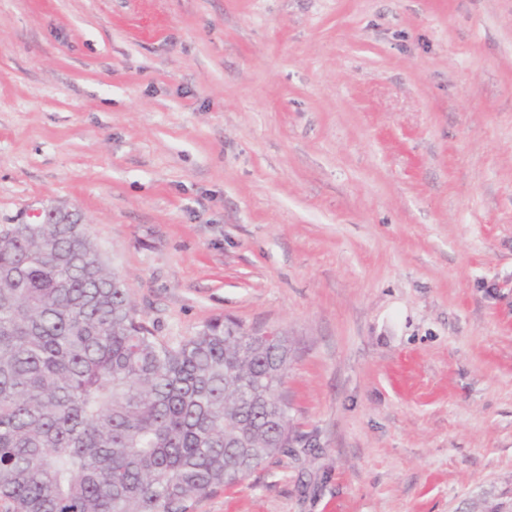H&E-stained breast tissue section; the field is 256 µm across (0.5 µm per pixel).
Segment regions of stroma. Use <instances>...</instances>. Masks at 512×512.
Returning a JSON list of instances; mask_svg holds the SVG:
<instances>
[{"mask_svg": "<svg viewBox=\"0 0 512 512\" xmlns=\"http://www.w3.org/2000/svg\"><path fill=\"white\" fill-rule=\"evenodd\" d=\"M51 208L160 338H288L290 452L194 512L512 504V0H0V224Z\"/></svg>", "mask_w": 512, "mask_h": 512, "instance_id": "stroma-1", "label": "stroma"}]
</instances>
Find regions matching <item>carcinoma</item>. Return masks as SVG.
<instances>
[{"instance_id":"carcinoma-1","label":"carcinoma","mask_w":512,"mask_h":512,"mask_svg":"<svg viewBox=\"0 0 512 512\" xmlns=\"http://www.w3.org/2000/svg\"><path fill=\"white\" fill-rule=\"evenodd\" d=\"M289 362L222 319L161 340L71 214L0 224V501L193 512L288 453Z\"/></svg>"}]
</instances>
